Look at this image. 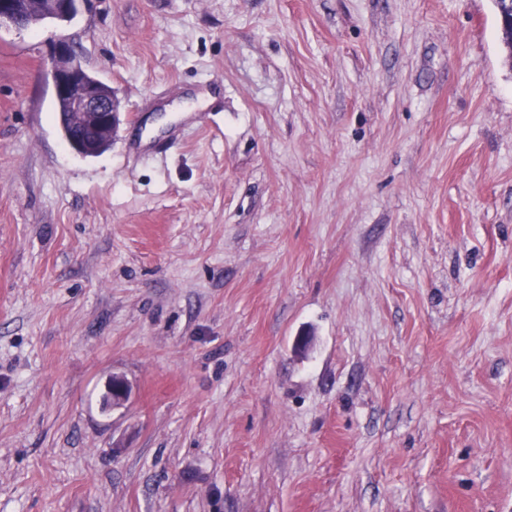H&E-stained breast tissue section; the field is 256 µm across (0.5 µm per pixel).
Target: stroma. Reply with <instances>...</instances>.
Masks as SVG:
<instances>
[{
	"mask_svg": "<svg viewBox=\"0 0 512 512\" xmlns=\"http://www.w3.org/2000/svg\"><path fill=\"white\" fill-rule=\"evenodd\" d=\"M62 38L120 103L95 157ZM0 512H512L494 0L0 25ZM131 385L122 374L113 373L105 385L102 396L103 406L112 408L123 405L131 396Z\"/></svg>",
	"mask_w": 512,
	"mask_h": 512,
	"instance_id": "1",
	"label": "stroma"
}]
</instances>
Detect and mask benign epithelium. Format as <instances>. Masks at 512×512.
Returning a JSON list of instances; mask_svg holds the SVG:
<instances>
[{"label": "benign epithelium", "mask_w": 512, "mask_h": 512, "mask_svg": "<svg viewBox=\"0 0 512 512\" xmlns=\"http://www.w3.org/2000/svg\"><path fill=\"white\" fill-rule=\"evenodd\" d=\"M88 0H52L44 18L67 22L77 15L80 4ZM28 27L34 20L23 15L17 0H0V23ZM51 75L56 100H65L80 123V130L67 140L68 145L83 157L99 153L103 143L111 140L120 123V109L109 94L87 78V71L73 46L60 40L51 53ZM131 385L125 376L114 373L106 382L102 404L117 407L129 400Z\"/></svg>", "instance_id": "1"}]
</instances>
